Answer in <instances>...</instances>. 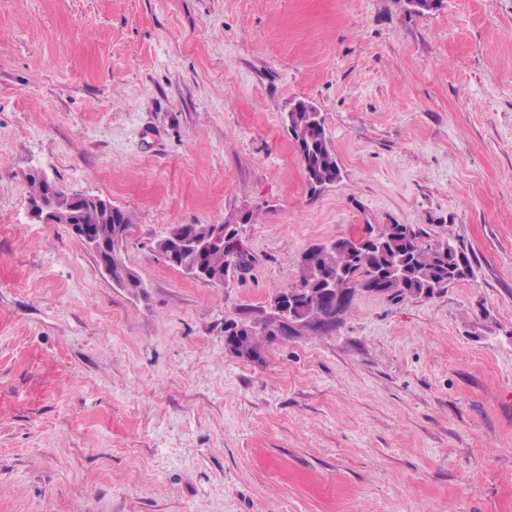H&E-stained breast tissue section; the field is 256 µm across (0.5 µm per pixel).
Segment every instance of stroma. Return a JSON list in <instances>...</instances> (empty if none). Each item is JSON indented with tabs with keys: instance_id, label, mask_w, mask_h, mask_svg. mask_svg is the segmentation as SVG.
Listing matches in <instances>:
<instances>
[{
	"instance_id": "35a3bbf8",
	"label": "stroma",
	"mask_w": 512,
	"mask_h": 512,
	"mask_svg": "<svg viewBox=\"0 0 512 512\" xmlns=\"http://www.w3.org/2000/svg\"><path fill=\"white\" fill-rule=\"evenodd\" d=\"M299 101L342 170L316 194ZM34 169L130 213L143 293L30 218ZM228 223L224 285L154 253ZM386 224L474 277L226 349ZM0 512H512V0H0Z\"/></svg>"
}]
</instances>
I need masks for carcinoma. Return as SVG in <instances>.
<instances>
[{"label": "carcinoma", "mask_w": 512, "mask_h": 512, "mask_svg": "<svg viewBox=\"0 0 512 512\" xmlns=\"http://www.w3.org/2000/svg\"><path fill=\"white\" fill-rule=\"evenodd\" d=\"M310 109V104L299 103L288 112L285 122L301 133L302 143L297 145V151L304 174L323 184L333 183L341 177V169L324 125L311 124ZM110 213V220L95 211L87 214L89 227L104 239L111 237L116 228L131 225V217L121 208L112 206ZM374 239L381 244L378 251L367 247L353 249L346 238L306 250L299 263L298 283L286 288L295 298L292 313L270 312L257 320L226 322L225 346L237 356L249 359L260 355L262 336L286 339L298 335L304 328L333 329L347 312L358 287L369 291L382 285L388 297L403 299L429 297L462 280L452 273L456 259L448 252V241L428 243L418 226L387 224ZM245 255L242 240L229 238L203 259L227 276L241 268V258ZM340 272L345 274V301L338 304L322 292L318 277L335 276Z\"/></svg>", "instance_id": "obj_1"}]
</instances>
